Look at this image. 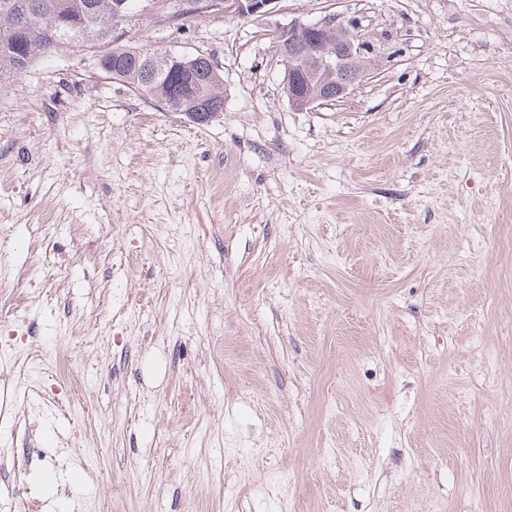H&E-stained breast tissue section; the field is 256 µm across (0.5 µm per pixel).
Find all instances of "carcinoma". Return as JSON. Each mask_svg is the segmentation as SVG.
<instances>
[{
  "instance_id": "carcinoma-1",
  "label": "carcinoma",
  "mask_w": 512,
  "mask_h": 512,
  "mask_svg": "<svg viewBox=\"0 0 512 512\" xmlns=\"http://www.w3.org/2000/svg\"><path fill=\"white\" fill-rule=\"evenodd\" d=\"M27 2L0 0V54L14 55L28 66L59 46L85 47L107 65H115L116 72L111 78L127 84L138 94L154 98L164 111L178 114L195 110V102L178 96L177 92L179 81L189 80L190 75L168 72L145 83L134 59L137 53H149L151 49L114 45L112 33L117 27L142 20V0H126L127 11L122 16L113 11L114 0H43L44 7L26 18L24 7ZM86 4L92 7L93 22L67 38L62 37L61 20L66 15L80 14ZM195 77L200 80L203 96L212 112H224L221 76L205 71L195 73Z\"/></svg>"
}]
</instances>
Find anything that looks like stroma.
I'll use <instances>...</instances> for the list:
<instances>
[{
	"label": "stroma",
	"instance_id": "stroma-1",
	"mask_svg": "<svg viewBox=\"0 0 512 512\" xmlns=\"http://www.w3.org/2000/svg\"><path fill=\"white\" fill-rule=\"evenodd\" d=\"M332 14L372 74L295 109L268 30ZM113 37L209 56L224 112L70 46L0 87V512H512V0Z\"/></svg>",
	"mask_w": 512,
	"mask_h": 512
}]
</instances>
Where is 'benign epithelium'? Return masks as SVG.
<instances>
[{
    "instance_id": "1",
    "label": "benign epithelium",
    "mask_w": 512,
    "mask_h": 512,
    "mask_svg": "<svg viewBox=\"0 0 512 512\" xmlns=\"http://www.w3.org/2000/svg\"><path fill=\"white\" fill-rule=\"evenodd\" d=\"M274 3L275 0H224L222 5H207L199 0H179L163 6L154 2L146 3L143 5V12L170 16L188 5L193 9L215 10L219 14L247 18L273 13ZM354 28L356 24L353 20L338 15L317 22L294 21L274 27L273 32L281 35V40L276 43V50L285 65L288 101L292 106L306 109L315 104L332 102L346 95L352 87L367 78L366 68H358L352 64V59L371 53L367 42L338 41L329 55L309 58L302 55L300 39L296 38V35L304 32L309 39L317 42L325 30L351 31ZM186 58V54L160 50L137 58V62L142 72L153 78L173 63Z\"/></svg>"
}]
</instances>
